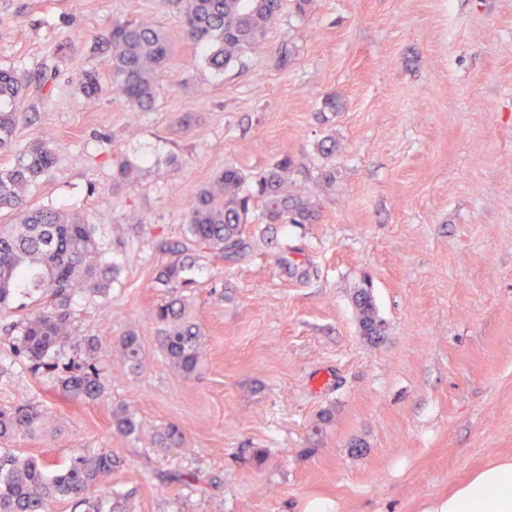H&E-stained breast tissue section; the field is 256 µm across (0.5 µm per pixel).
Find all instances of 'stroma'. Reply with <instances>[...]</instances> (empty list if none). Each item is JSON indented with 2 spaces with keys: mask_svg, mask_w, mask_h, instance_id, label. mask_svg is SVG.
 I'll list each match as a JSON object with an SVG mask.
<instances>
[{
  "mask_svg": "<svg viewBox=\"0 0 512 512\" xmlns=\"http://www.w3.org/2000/svg\"><path fill=\"white\" fill-rule=\"evenodd\" d=\"M116 18L151 19L171 43L153 110L84 103L83 72L111 84L92 43ZM0 69L27 79L16 147L55 153L29 205L96 225L121 265L108 299L73 297L79 335L131 329L143 348L134 373L113 350L94 402L1 373L0 404L39 401L58 427L11 451L56 469L112 449L124 465L104 483L134 490L132 512H427L512 456V0H309L302 13L282 0L263 43L221 72L171 0H0ZM120 157L141 167L133 187L117 182ZM286 157L315 216L246 224L244 256L198 259L185 295L202 366L185 377L153 311L189 201L225 165L263 173ZM366 283L373 340L353 303ZM121 405L139 436L114 430ZM168 425L182 442L163 451ZM181 471L202 487L159 478Z\"/></svg>",
  "mask_w": 512,
  "mask_h": 512,
  "instance_id": "stroma-1",
  "label": "stroma"
}]
</instances>
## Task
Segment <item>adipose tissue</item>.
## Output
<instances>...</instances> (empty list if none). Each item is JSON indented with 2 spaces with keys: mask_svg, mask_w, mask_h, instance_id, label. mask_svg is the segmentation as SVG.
I'll return each mask as SVG.
<instances>
[{
  "mask_svg": "<svg viewBox=\"0 0 512 512\" xmlns=\"http://www.w3.org/2000/svg\"><path fill=\"white\" fill-rule=\"evenodd\" d=\"M429 512H512V457H498L457 484Z\"/></svg>",
  "mask_w": 512,
  "mask_h": 512,
  "instance_id": "ef3b65f1",
  "label": "adipose tissue"
}]
</instances>
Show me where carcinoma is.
Wrapping results in <instances>:
<instances>
[{
  "label": "carcinoma",
  "mask_w": 512,
  "mask_h": 512,
  "mask_svg": "<svg viewBox=\"0 0 512 512\" xmlns=\"http://www.w3.org/2000/svg\"><path fill=\"white\" fill-rule=\"evenodd\" d=\"M183 15L186 36L209 48V65L222 71L242 60L262 43L279 15L280 0H176ZM94 49L109 53L112 93L130 105L149 111L155 104L157 76L170 59L165 35L148 22L115 20L110 30L94 38ZM84 96L98 100L105 92L94 72L80 78ZM25 78L0 70V151L13 148L20 117ZM54 153L40 141L17 151L11 165L0 168V211L14 213V223L0 226V312L15 296L39 302L38 312L0 327L5 344L0 349V373L5 366L22 365L35 377L55 380L61 395L73 403L106 397L102 360L112 356V344L98 336H78L74 329L72 297L89 293L108 297L120 269L106 259L96 225L59 209L30 208L27 191L54 167ZM118 182L127 187L137 183L135 168L128 161H115ZM291 160L279 162L274 170L247 175L235 166L224 167L211 184L191 200L185 224L186 242L181 252L186 259L165 265L158 282L177 290L191 284L186 271L192 256L202 248L217 259L232 260L249 247L243 238L255 207L264 224H303L312 204L288 190ZM353 302L362 332L379 323L372 295L367 288L355 291ZM162 326L160 342L169 361L183 375H193L200 366L198 325L190 322L182 300L175 297L154 310ZM123 361L133 370L142 366L139 336L128 332L120 337ZM72 351L69 356L66 351ZM112 423L120 435L129 437L141 430L134 414L119 407ZM51 433L43 406L22 402L0 405V441L19 434L34 443ZM181 431L168 427L158 432V444L172 448ZM119 465L110 448L77 453L55 474L49 475L32 458L9 452L0 454V512H54L55 504L68 499L73 512H128L130 490L116 497L103 479ZM98 491L96 498L88 491Z\"/></svg>",
  "instance_id": "cac0c4a2"
}]
</instances>
